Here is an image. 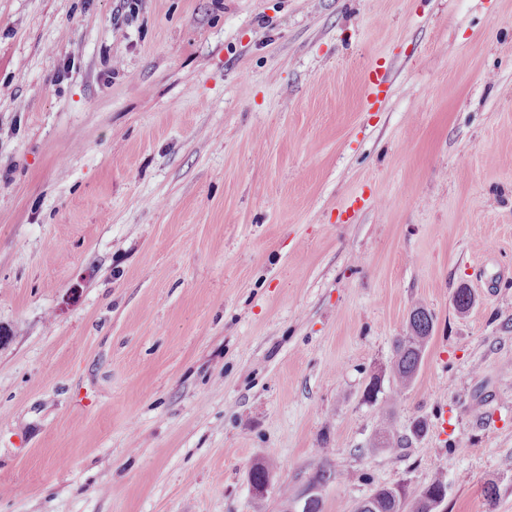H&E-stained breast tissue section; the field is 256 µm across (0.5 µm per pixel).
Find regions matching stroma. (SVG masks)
I'll return each mask as SVG.
<instances>
[{
    "mask_svg": "<svg viewBox=\"0 0 512 512\" xmlns=\"http://www.w3.org/2000/svg\"><path fill=\"white\" fill-rule=\"evenodd\" d=\"M121 6L0 0V512H512V0ZM433 327V315L426 308L417 306L411 311L406 334L394 342L389 370L395 394H401L416 377ZM409 442L406 435H399L395 430L390 417L386 418L377 433L376 445L380 448H389L392 453H397L405 448ZM273 464L270 461L257 462L252 466L249 472V482L255 498L261 501L265 498V492L263 491V485L271 477ZM445 482L441 477L409 499L399 488L380 487L350 511L353 512H435L444 494Z\"/></svg>",
    "mask_w": 512,
    "mask_h": 512,
    "instance_id": "stroma-1",
    "label": "stroma"
}]
</instances>
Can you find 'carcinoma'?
Listing matches in <instances>:
<instances>
[{
	"label": "carcinoma",
	"instance_id": "cac0c4a2",
	"mask_svg": "<svg viewBox=\"0 0 512 512\" xmlns=\"http://www.w3.org/2000/svg\"><path fill=\"white\" fill-rule=\"evenodd\" d=\"M431 312L422 306L415 307L410 314L406 334L394 342V356L390 365V377L395 394L402 393L414 380L420 369L427 342L433 331ZM409 438L394 430L391 418H386L377 433L376 445L396 453L405 448ZM273 464L261 461L252 466L249 482L257 500L265 498L263 485L271 477ZM445 482L437 477L413 498L399 488L380 487L360 502L353 512H435L444 494Z\"/></svg>",
	"mask_w": 512,
	"mask_h": 512
}]
</instances>
